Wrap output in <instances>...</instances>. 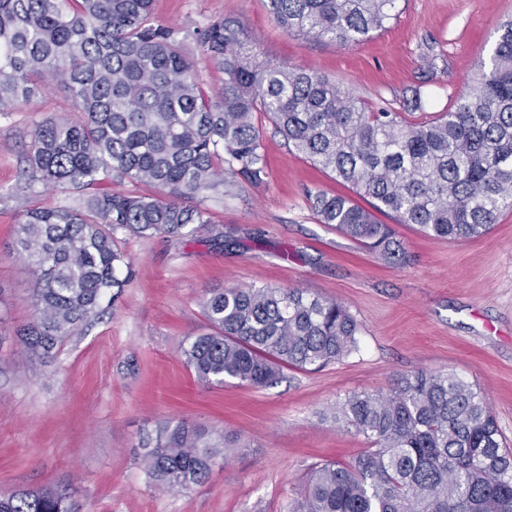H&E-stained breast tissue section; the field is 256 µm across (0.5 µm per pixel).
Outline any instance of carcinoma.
Masks as SVG:
<instances>
[{
	"label": "carcinoma",
	"mask_w": 512,
	"mask_h": 512,
	"mask_svg": "<svg viewBox=\"0 0 512 512\" xmlns=\"http://www.w3.org/2000/svg\"><path fill=\"white\" fill-rule=\"evenodd\" d=\"M277 26L336 45L360 44L397 16L398 0H268ZM152 0H0V113L62 85L76 118L32 132V180L75 189L68 207H29L17 246L35 277L34 319L16 336L48 363L116 300L133 277L119 233L181 240L210 223L207 194L262 180V121L348 186L309 195L323 224L387 265L408 255L392 225L445 240L487 234L512 210V18L488 60L448 110L409 122L368 108L328 76L256 60L232 18L198 39L224 72L208 95ZM127 182L128 191L103 187ZM206 332L182 347L206 385L265 386L283 370L318 369L356 348L359 325L342 302L300 289H213ZM370 448L348 464L315 467L288 512H512V448L485 395L450 371H416L388 393H353L334 412ZM226 443L179 422L141 449L150 481L201 484ZM0 512H78L69 487L0 495Z\"/></svg>",
	"instance_id": "1"
}]
</instances>
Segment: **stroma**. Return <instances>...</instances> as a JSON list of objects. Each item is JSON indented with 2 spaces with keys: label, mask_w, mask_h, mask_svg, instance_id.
Instances as JSON below:
<instances>
[{
  "label": "stroma",
  "mask_w": 512,
  "mask_h": 512,
  "mask_svg": "<svg viewBox=\"0 0 512 512\" xmlns=\"http://www.w3.org/2000/svg\"><path fill=\"white\" fill-rule=\"evenodd\" d=\"M512 0H399L385 29L339 46L283 33L268 0H154L156 24L175 30L206 92L224 74L196 34L231 17L261 60L313 69L373 106L419 120L443 111L487 59ZM433 53L426 63L424 53ZM421 107L406 111L413 96ZM58 85L34 106L0 115V494L68 486L80 512H287L313 466L347 462L367 446L331 417L355 392H389L418 370L452 371L486 395L512 444V211L480 238L450 242L400 224L409 256L389 266L309 207L340 184L264 125L265 173L211 194L196 238L120 237L134 275L116 302L48 365L15 336L33 316L35 278L15 249L27 207L72 206L64 188L28 182L34 126L73 117ZM299 288L344 303L357 349L318 371L285 369L253 388L200 382L181 354L203 331L199 300L213 288ZM186 422L231 453L187 491L149 483L141 448L165 424Z\"/></svg>",
  "instance_id": "1"
}]
</instances>
